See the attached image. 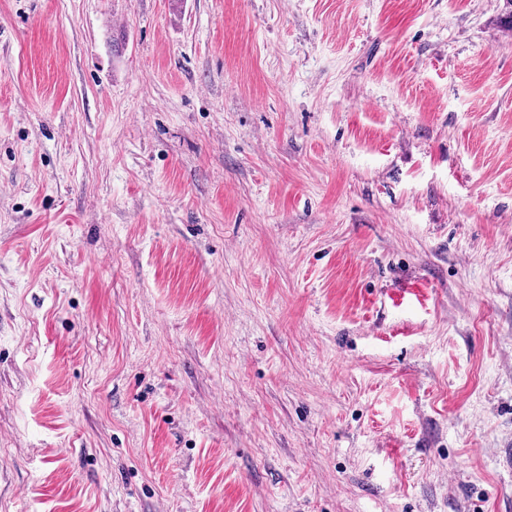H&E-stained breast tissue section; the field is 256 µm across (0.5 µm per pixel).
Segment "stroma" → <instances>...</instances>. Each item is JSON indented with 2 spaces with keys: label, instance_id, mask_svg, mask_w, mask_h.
Instances as JSON below:
<instances>
[{
  "label": "stroma",
  "instance_id": "1",
  "mask_svg": "<svg viewBox=\"0 0 512 512\" xmlns=\"http://www.w3.org/2000/svg\"><path fill=\"white\" fill-rule=\"evenodd\" d=\"M506 0H0V512H512Z\"/></svg>",
  "mask_w": 512,
  "mask_h": 512
}]
</instances>
